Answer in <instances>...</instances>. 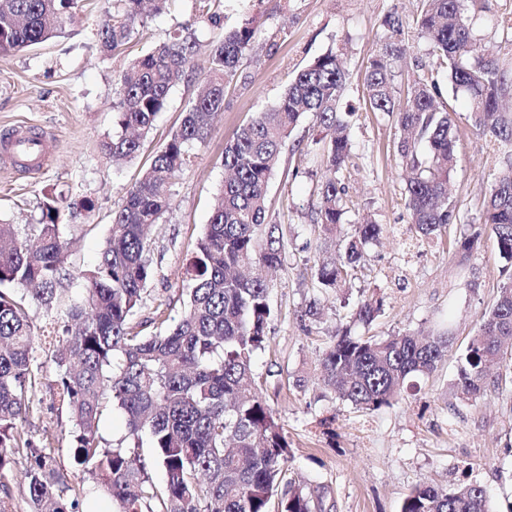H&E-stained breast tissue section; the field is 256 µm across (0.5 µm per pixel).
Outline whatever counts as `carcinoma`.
Instances as JSON below:
<instances>
[{"instance_id": "1", "label": "carcinoma", "mask_w": 512, "mask_h": 512, "mask_svg": "<svg viewBox=\"0 0 512 512\" xmlns=\"http://www.w3.org/2000/svg\"><path fill=\"white\" fill-rule=\"evenodd\" d=\"M142 0H112L100 30L99 51L116 54L137 38ZM79 0H0V52L43 44L62 33ZM197 18L217 23L211 0H195ZM435 67L414 76L397 96L392 59L405 52L402 22L385 20L391 42L369 62L364 107L397 114L398 154L407 172L405 205L416 232L435 235L456 219L448 180L457 165L458 127L442 99L441 75L469 99L472 127L494 142H512V113L504 111L509 79L477 46L462 0H423L418 19ZM258 36L252 19L212 46L204 89L189 100L180 124L112 212L101 258L82 274L83 299L57 287L69 249L64 208L94 210L92 200L66 202L44 196L36 224H0V480L14 481L30 512H82L94 494L106 495L117 512H320L322 504L286 478L288 435L263 399L253 359L265 350L274 317L269 275L283 268L287 239L268 220L267 188L286 142L311 114L324 142L325 175L312 209L324 234L344 242L337 257L317 264L319 288L348 281L381 228L366 219L344 227L343 171L349 158L351 112L338 111L347 82L344 65L329 51L288 81L278 102L256 113L224 149L227 176L209 223L197 240L184 275L181 312L159 301L153 317L138 323L156 269L151 255L157 226L173 211V186L191 164L190 146L203 144L226 85L234 81ZM198 42L188 26L149 53L133 59L114 80L121 132L102 149L115 160L134 158L166 110L173 87L193 72ZM479 230L458 241L470 253L481 231L496 238L499 255L512 264V153L500 171L480 217ZM40 309L58 337L49 385L50 409L76 425L70 452L91 479L77 488L48 451L50 443L21 431L43 389V363L36 356L38 328L30 309ZM382 301L366 299L352 320L370 325ZM153 327L149 334L146 327ZM512 347V282L460 358L455 386L478 397L489 364ZM448 352V334L424 340L412 334L353 336L336 328L324 351V386L358 409L387 407L412 379L432 373ZM125 417L126 432L106 439L100 421L109 407ZM165 473L158 488L142 458L144 444ZM25 466L15 468L16 458ZM401 512H490L485 488L475 482L448 489L414 488Z\"/></svg>"}]
</instances>
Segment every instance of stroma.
<instances>
[{
    "mask_svg": "<svg viewBox=\"0 0 512 512\" xmlns=\"http://www.w3.org/2000/svg\"><path fill=\"white\" fill-rule=\"evenodd\" d=\"M83 4L60 37L0 53V137L28 124L50 142L41 170L0 163V218L36 223L49 191L92 200V216L70 221L76 242L61 282L81 297V273L99 259L113 209L180 123L204 77L207 55L199 53L196 73L172 89L168 107L140 153L119 165L101 149L105 137L118 130L114 77L127 60L154 49L179 25H193L206 45L245 17H256L261 38L238 78L227 86L224 108L207 141L193 146L192 163L173 188L174 209L153 245L156 275L137 314L138 320L149 319L157 298L180 296L183 264L224 181L225 145L255 112L278 101L289 74L336 52L348 71L339 109L352 115L345 221L352 225L368 216L382 232L368 246L348 289L321 290L314 264L337 249L336 241L326 238L311 219L323 176L322 156L311 151L305 170L292 177L291 154L283 152L270 180L268 208L273 222L283 228L288 251L270 294L275 317L267 348L254 367L263 398L280 415L292 442L288 476L319 496L324 512H400L415 487L445 488L461 481L487 489L491 512H512V355L492 369L480 397L466 398L454 386L459 359L480 316L493 306L506 280L505 262L490 233L481 234L463 263L456 256V243L470 225L479 224L498 162L504 153H512V143L496 145L477 134L468 118L466 95L443 83L444 100L461 131L459 162L450 179L458 213L441 236L425 241L405 206L395 121L385 113L365 111L363 105L366 66L388 40L387 17H398L404 25L407 52L395 64L399 91H406L418 67L429 64L428 41L417 24L422 0H217L223 18L218 28L196 22L194 0H169L163 12L144 15L140 36L120 57L97 50L98 29L112 0ZM467 14L480 46L512 73V42L505 27L512 19V0H479L468 5ZM280 29L286 38L269 44L267 33ZM372 295L383 298L384 306L369 335L444 330L451 341L447 357L420 380L417 391L365 412L324 390L319 360L334 326L347 323L358 301ZM312 304L319 310L315 319L304 315ZM41 399L25 430L49 439L72 483H86L87 474L74 466L69 450L71 422L50 413L49 393Z\"/></svg>",
    "mask_w": 512,
    "mask_h": 512,
    "instance_id": "35a3bbf8",
    "label": "stroma"
}]
</instances>
